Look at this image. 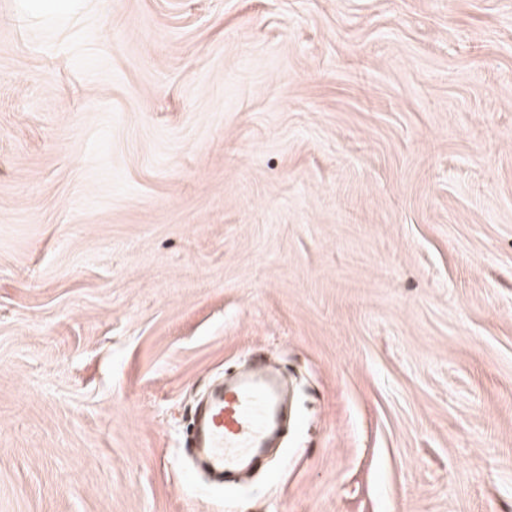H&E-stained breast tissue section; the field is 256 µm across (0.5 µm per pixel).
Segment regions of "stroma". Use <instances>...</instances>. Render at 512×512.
<instances>
[{"label": "stroma", "mask_w": 512, "mask_h": 512, "mask_svg": "<svg viewBox=\"0 0 512 512\" xmlns=\"http://www.w3.org/2000/svg\"><path fill=\"white\" fill-rule=\"evenodd\" d=\"M0 0V512H512V0ZM279 354L298 428L193 475ZM257 351L250 373L216 390L201 410L195 443L206 468L224 485L244 467L261 460L283 427L280 379Z\"/></svg>", "instance_id": "35a3bbf8"}]
</instances>
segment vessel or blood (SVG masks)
Wrapping results in <instances>:
<instances>
[{
    "label": "vessel or blood",
    "mask_w": 512,
    "mask_h": 512,
    "mask_svg": "<svg viewBox=\"0 0 512 512\" xmlns=\"http://www.w3.org/2000/svg\"><path fill=\"white\" fill-rule=\"evenodd\" d=\"M266 361L254 353L252 371L216 390L199 414L195 443L217 478L255 465L282 430L280 379Z\"/></svg>",
    "instance_id": "b4317fda"
}]
</instances>
